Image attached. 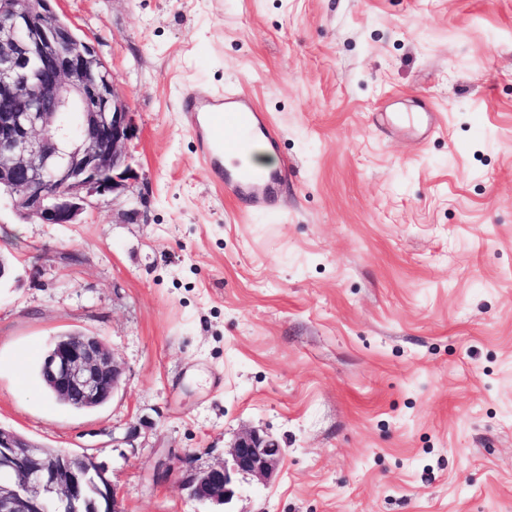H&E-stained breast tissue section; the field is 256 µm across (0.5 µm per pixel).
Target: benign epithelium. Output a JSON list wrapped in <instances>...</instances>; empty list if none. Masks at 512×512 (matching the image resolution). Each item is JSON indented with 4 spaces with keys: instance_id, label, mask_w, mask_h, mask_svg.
Returning <instances> with one entry per match:
<instances>
[{
    "instance_id": "benign-epithelium-1",
    "label": "benign epithelium",
    "mask_w": 512,
    "mask_h": 512,
    "mask_svg": "<svg viewBox=\"0 0 512 512\" xmlns=\"http://www.w3.org/2000/svg\"><path fill=\"white\" fill-rule=\"evenodd\" d=\"M51 2L0 0V188L43 224H73L90 197L126 189L134 119L107 66ZM42 373L54 398L88 409L120 388L123 367L101 338L79 332L57 337ZM227 455L182 480L190 498L229 505L237 475L266 483L284 451L253 429ZM0 512L122 510L91 456L49 451L0 427Z\"/></svg>"
}]
</instances>
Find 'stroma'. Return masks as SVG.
I'll use <instances>...</instances> for the list:
<instances>
[{
	"instance_id": "obj_1",
	"label": "stroma",
	"mask_w": 512,
	"mask_h": 512,
	"mask_svg": "<svg viewBox=\"0 0 512 512\" xmlns=\"http://www.w3.org/2000/svg\"><path fill=\"white\" fill-rule=\"evenodd\" d=\"M54 8L131 103V177L72 224L0 191V427L91 455L123 512H210L179 483L251 428L284 459L233 512H512V0ZM230 86L290 163L265 208L185 124ZM75 331L124 367L86 411L35 375Z\"/></svg>"
}]
</instances>
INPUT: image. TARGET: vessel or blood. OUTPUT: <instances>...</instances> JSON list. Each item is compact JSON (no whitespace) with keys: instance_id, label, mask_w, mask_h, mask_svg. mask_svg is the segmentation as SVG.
<instances>
[{"instance_id":"obj_1","label":"vessel or blood","mask_w":512,"mask_h":512,"mask_svg":"<svg viewBox=\"0 0 512 512\" xmlns=\"http://www.w3.org/2000/svg\"><path fill=\"white\" fill-rule=\"evenodd\" d=\"M201 157L225 193L259 207L275 200L288 176L287 165L255 168L251 150L276 132L249 97L232 90L206 96L191 92L182 102Z\"/></svg>"}]
</instances>
